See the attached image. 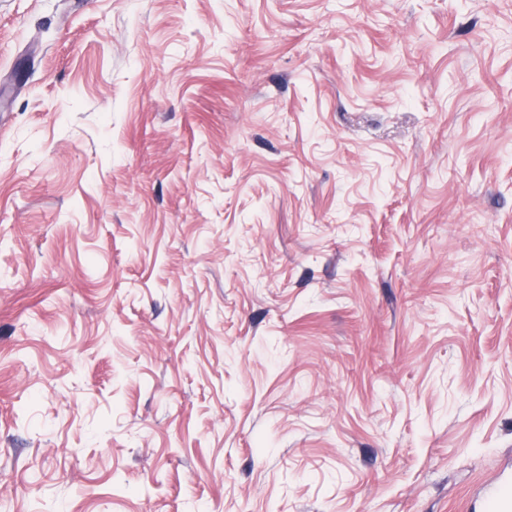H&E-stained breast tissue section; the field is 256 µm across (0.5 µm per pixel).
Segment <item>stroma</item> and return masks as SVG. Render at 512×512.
Returning <instances> with one entry per match:
<instances>
[{"mask_svg": "<svg viewBox=\"0 0 512 512\" xmlns=\"http://www.w3.org/2000/svg\"><path fill=\"white\" fill-rule=\"evenodd\" d=\"M512 461V0H0L6 512H459Z\"/></svg>", "mask_w": 512, "mask_h": 512, "instance_id": "obj_1", "label": "stroma"}]
</instances>
